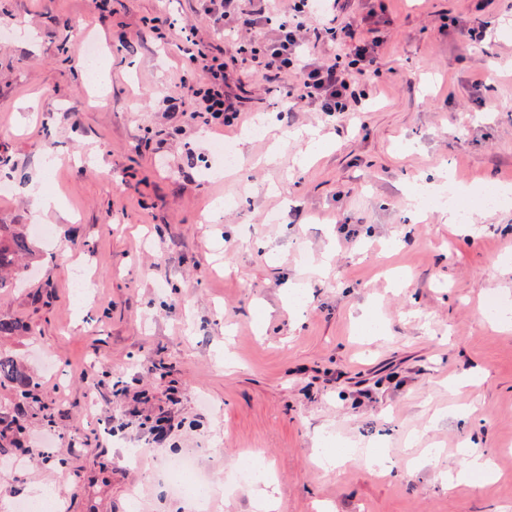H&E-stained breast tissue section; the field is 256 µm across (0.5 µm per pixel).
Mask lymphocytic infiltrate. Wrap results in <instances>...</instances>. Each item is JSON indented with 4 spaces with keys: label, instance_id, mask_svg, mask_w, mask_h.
<instances>
[{
    "label": "lymphocytic infiltrate",
    "instance_id": "obj_1",
    "mask_svg": "<svg viewBox=\"0 0 512 512\" xmlns=\"http://www.w3.org/2000/svg\"><path fill=\"white\" fill-rule=\"evenodd\" d=\"M201 2L215 30L251 27L256 23L253 14L243 9L242 0ZM338 3L339 0H294L288 16L279 20L273 37L261 42L240 39L234 44L237 54L250 56L264 69L296 75L297 82L286 90L284 102L307 99L331 116L361 105L363 97L357 93L356 84L369 76L378 47L377 40L359 38L351 27L339 28L327 22V14L335 10ZM313 41L347 43L346 62L309 61V44ZM190 60L199 64L206 75L205 82L188 87L189 92L205 102V109L199 115L201 128L238 125L241 110L224 92L223 51L200 43Z\"/></svg>",
    "mask_w": 512,
    "mask_h": 512
}]
</instances>
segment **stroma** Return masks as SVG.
I'll return each mask as SVG.
<instances>
[{
    "label": "stroma",
    "instance_id": "obj_1",
    "mask_svg": "<svg viewBox=\"0 0 512 512\" xmlns=\"http://www.w3.org/2000/svg\"><path fill=\"white\" fill-rule=\"evenodd\" d=\"M0 0V224L31 223L43 176L62 211L23 282L0 290V336L34 385H0V503L33 483L66 512H191L163 485L194 454L211 512H512V198L455 233L407 193L441 170L469 190L512 185V0H356L336 24L378 35L365 112L348 121L299 103L278 120L290 74L225 47L242 127L202 133L190 42H219L199 0ZM375 12L374 24L364 21ZM170 17L157 39L147 17ZM479 24L487 36L469 44ZM91 35L107 77L83 72ZM494 79H487V72ZM268 135L242 143L243 128ZM236 145L235 172L216 142ZM56 163L41 171L45 153ZM223 203L221 223L206 212ZM96 283L78 300L73 280ZM307 292L302 309L289 281ZM374 307L380 332L359 325ZM97 403L104 424L87 421ZM165 420L163 440L153 438ZM349 446L337 468L325 436ZM475 443L491 475L446 484ZM380 450L385 470L366 454ZM258 460L276 503L226 479Z\"/></svg>",
    "mask_w": 512,
    "mask_h": 512
}]
</instances>
